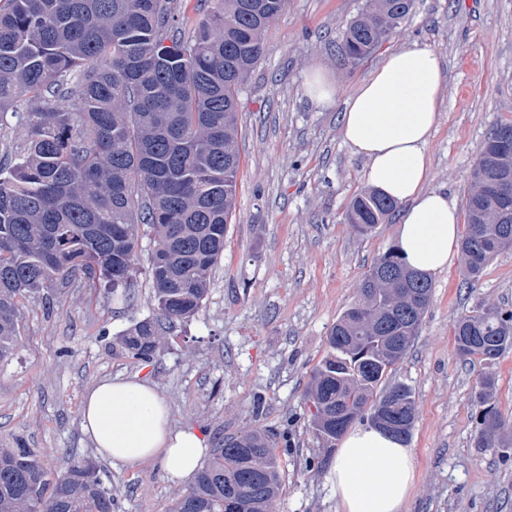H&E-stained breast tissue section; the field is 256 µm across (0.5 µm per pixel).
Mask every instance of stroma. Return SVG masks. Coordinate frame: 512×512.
<instances>
[{"instance_id":"obj_1","label":"stroma","mask_w":512,"mask_h":512,"mask_svg":"<svg viewBox=\"0 0 512 512\" xmlns=\"http://www.w3.org/2000/svg\"><path fill=\"white\" fill-rule=\"evenodd\" d=\"M366 0H288L265 34L267 51L239 94L241 158L224 254L200 310L162 334L152 361L112 346L154 316L146 267L153 234L139 226L141 271L127 291L70 283L26 301L14 355L0 361V448L35 449L47 470L98 459L112 477L114 512H169L186 490L158 467L98 458L82 428L93 385L122 377L152 383L174 427L209 447L249 431L287 439L282 490L271 512H338L331 475L337 443L317 438L305 393L330 348L329 331L358 296L377 257L395 243L398 214L370 232L346 221L365 186L363 157L343 143L345 101L385 56L408 43L435 50L445 74L430 141V185L465 210L471 172L493 128L512 121V0H414L408 19L368 59L344 60L336 37ZM322 71L338 88L329 107L306 96ZM432 298L387 385L411 388L416 458L404 512H512V348L496 360L461 358L456 320L477 305L512 310V249L468 285L460 255L432 278ZM495 379L491 404L505 424L483 445L476 392Z\"/></svg>"}]
</instances>
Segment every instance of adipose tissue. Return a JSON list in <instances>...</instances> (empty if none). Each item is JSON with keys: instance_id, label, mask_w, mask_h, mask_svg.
Segmentation results:
<instances>
[{"instance_id": "ef3b65f1", "label": "adipose tissue", "mask_w": 512, "mask_h": 512, "mask_svg": "<svg viewBox=\"0 0 512 512\" xmlns=\"http://www.w3.org/2000/svg\"><path fill=\"white\" fill-rule=\"evenodd\" d=\"M443 88L439 56L414 42L385 58L340 117L344 143L366 160L365 185L401 207L397 245L406 262L429 276L447 267L462 235L455 203L429 186ZM82 427L101 457L156 462L174 481L195 475L208 446L200 434L172 428L168 405L145 382H98L86 395ZM414 479L412 449L371 426L345 436L332 473L339 512H402Z\"/></svg>"}]
</instances>
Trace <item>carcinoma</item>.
Instances as JSON below:
<instances>
[{"mask_svg":"<svg viewBox=\"0 0 512 512\" xmlns=\"http://www.w3.org/2000/svg\"><path fill=\"white\" fill-rule=\"evenodd\" d=\"M287 0H201L198 24L174 0H0V127L27 130L0 152V360L19 344L22 300L57 282L128 288L139 271L135 226L155 246L148 267L157 314L131 326L119 346L154 358L166 325L193 316L224 252L240 168L238 94L266 50L269 25ZM410 0H367L337 48L353 64L367 59L410 15ZM500 123L473 169L460 242L466 279L475 283L512 229V146ZM396 208L374 192L354 197L348 223L364 234ZM432 280L392 247L366 275L359 298L329 332L331 352L312 375L306 398L315 434L334 441L367 418L376 389L405 357L430 302ZM512 311L479 305L454 336L464 358L492 361L512 346ZM480 436L503 427L488 405L495 379L479 381ZM387 409L410 433L413 393L389 389ZM277 448L252 431L214 449L171 512H227L246 493L243 512H269L280 494ZM112 490L98 466L68 459L53 475L32 448H0V512H112Z\"/></svg>","mask_w":512,"mask_h":512,"instance_id":"obj_1","label":"carcinoma"}]
</instances>
